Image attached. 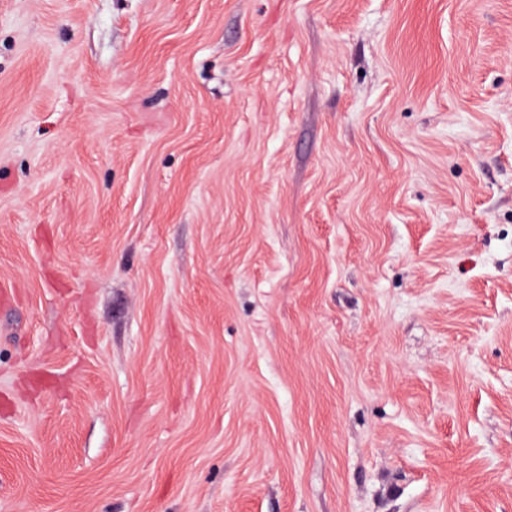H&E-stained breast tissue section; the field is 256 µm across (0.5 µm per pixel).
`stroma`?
Masks as SVG:
<instances>
[{"label": "stroma", "instance_id": "1", "mask_svg": "<svg viewBox=\"0 0 512 512\" xmlns=\"http://www.w3.org/2000/svg\"><path fill=\"white\" fill-rule=\"evenodd\" d=\"M0 512H512V0H0Z\"/></svg>", "mask_w": 512, "mask_h": 512}]
</instances>
